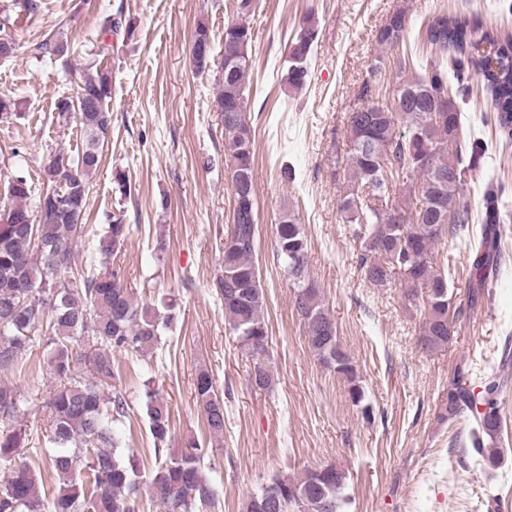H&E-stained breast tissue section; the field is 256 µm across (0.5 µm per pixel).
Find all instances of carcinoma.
<instances>
[{
	"label": "carcinoma",
	"instance_id": "1",
	"mask_svg": "<svg viewBox=\"0 0 512 512\" xmlns=\"http://www.w3.org/2000/svg\"><path fill=\"white\" fill-rule=\"evenodd\" d=\"M236 19L224 25V79L217 80L216 106L224 121V165L234 196L233 220L224 239L222 268L217 279L224 304V321L240 346L256 363L252 381L261 390L272 387L273 376L261 356L267 353L269 329L263 317L264 292L254 255L257 249L255 201V131L247 116L246 89L253 68L254 31L248 18L254 0H234ZM408 20L402 11L390 15L376 36L382 48L401 49L394 62L391 98L376 107L385 69L380 56L357 91L366 106L348 113L344 180L340 199L343 223L362 247L359 270L375 288L395 286L419 312V344L431 352L444 349L454 336L460 310L449 293L451 268H437L435 248L451 238L475 254L468 278V300L476 306L485 288L498 276L499 249L494 181L485 188L486 215L481 238L472 239L473 214L464 200L471 161L484 145L464 137L457 99L470 94L473 79L483 81L496 112L498 127L512 136V37L472 26L457 16L439 14L419 27L422 44L456 54L453 73L432 57L424 62L408 52ZM317 28L306 19L289 44L285 82L293 89L309 80L308 61ZM193 63L200 74L216 66L209 28L195 33ZM112 79L98 61L90 60L73 97L55 108L62 118L78 117L82 147L76 154L58 151L43 168L47 189L38 193L25 175L8 185L10 208L0 214V370H10L19 352L46 328L48 366L57 387L48 401L45 442L57 448L50 457L59 489L49 500L39 491L31 466L21 460L0 484V512H136L133 500L136 468L131 456L117 452L114 418L126 414L125 396L111 386L112 353H147L158 346L162 330L172 326V302L139 304L123 284L119 271L72 265L76 239L84 228L92 175L101 161L99 151L111 123ZM130 225L113 215L97 241L100 255L110 258L124 246ZM276 254L293 282L294 305L304 320L310 350L341 375L351 401L365 394L361 379L342 349L335 322L325 307L319 286L308 274V240L294 215L283 213L276 225ZM92 338L93 380L77 375L82 355L71 349L80 338ZM194 399L213 438L224 435V402L206 369L194 378ZM502 386L486 384L476 399L465 372L458 367L448 381V400L440 419L473 414L471 444L481 456L494 458L501 430L496 397ZM15 388L0 385V414L17 408ZM484 410H478V405ZM144 407L158 466L152 490L166 512H199L212 503V489L192 446L180 454L165 452L170 440L167 402L151 388ZM21 427L0 430V458L14 459L25 446ZM346 475L334 466L306 469L299 476L278 477L249 497L246 512H342L340 496Z\"/></svg>",
	"mask_w": 512,
	"mask_h": 512
}]
</instances>
